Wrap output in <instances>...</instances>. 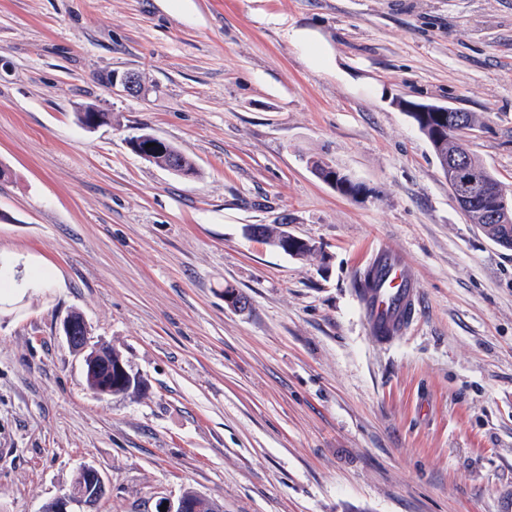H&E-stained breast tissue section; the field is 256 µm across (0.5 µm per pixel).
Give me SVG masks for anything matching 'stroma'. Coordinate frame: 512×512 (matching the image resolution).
<instances>
[{
  "label": "stroma",
  "mask_w": 512,
  "mask_h": 512,
  "mask_svg": "<svg viewBox=\"0 0 512 512\" xmlns=\"http://www.w3.org/2000/svg\"><path fill=\"white\" fill-rule=\"evenodd\" d=\"M126 73L140 92L107 81ZM406 101L473 113L512 195V0H0V275L25 291L0 300V512H43L86 465L94 512L188 490L224 512H512V250L467 221ZM143 132L200 177L136 155ZM381 245L420 297L388 344L355 284ZM73 312L134 390L88 389ZM266 229H264V234L266 238V242L270 245L278 248L279 250L283 251L284 253H287L292 256H298L302 257L305 255H308L311 253V250H309L305 244H303L300 240L302 238L297 237V239H290L288 236L289 244H288V250L283 245V239L285 238L286 234H288V231L283 229H273L268 226H265ZM299 239V240H298Z\"/></svg>",
  "instance_id": "stroma-1"
}]
</instances>
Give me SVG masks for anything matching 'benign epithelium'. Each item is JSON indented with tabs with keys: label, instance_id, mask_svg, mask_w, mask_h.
I'll use <instances>...</instances> for the list:
<instances>
[{
	"label": "benign epithelium",
	"instance_id": "benign-epithelium-1",
	"mask_svg": "<svg viewBox=\"0 0 512 512\" xmlns=\"http://www.w3.org/2000/svg\"><path fill=\"white\" fill-rule=\"evenodd\" d=\"M464 210L476 214L487 205L504 216L512 212V199L500 194L494 185L484 188L483 196L474 199L470 195L461 196ZM62 331L68 345L84 354V371L90 390L100 397L112 395L113 378H118L124 386H133L134 377L126 368L121 356L103 346L90 345L84 321L67 317L62 322ZM106 494V485L101 474L92 466L81 468V478L74 481L70 491L49 503L44 512H92V508ZM166 507V512H198L196 504L185 497L173 501L168 498L158 500L156 507Z\"/></svg>",
	"mask_w": 512,
	"mask_h": 512
}]
</instances>
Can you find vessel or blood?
<instances>
[{"label":"vessel or blood","mask_w":512,"mask_h":512,"mask_svg":"<svg viewBox=\"0 0 512 512\" xmlns=\"http://www.w3.org/2000/svg\"><path fill=\"white\" fill-rule=\"evenodd\" d=\"M372 264L380 274V285L362 298L363 314L373 337L391 341L409 323L417 290L413 268L397 253L379 248Z\"/></svg>","instance_id":"obj_1"}]
</instances>
